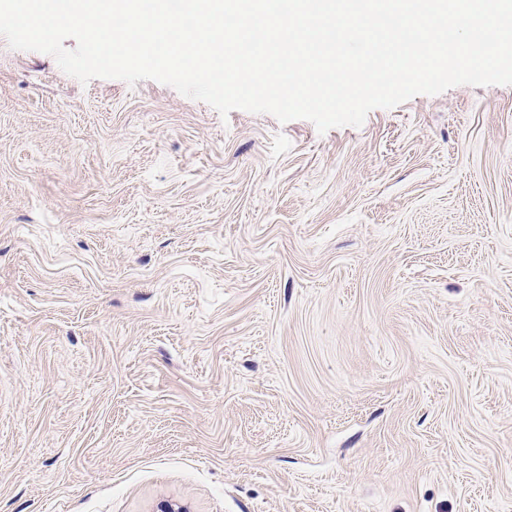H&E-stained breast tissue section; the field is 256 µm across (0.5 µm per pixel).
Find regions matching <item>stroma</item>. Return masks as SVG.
I'll list each match as a JSON object with an SVG mask.
<instances>
[{
  "label": "stroma",
  "instance_id": "stroma-1",
  "mask_svg": "<svg viewBox=\"0 0 512 512\" xmlns=\"http://www.w3.org/2000/svg\"><path fill=\"white\" fill-rule=\"evenodd\" d=\"M512 512V86L318 133L0 36V512Z\"/></svg>",
  "mask_w": 512,
  "mask_h": 512
}]
</instances>
